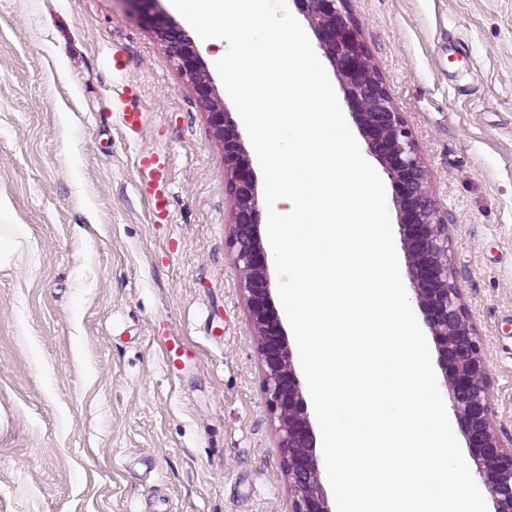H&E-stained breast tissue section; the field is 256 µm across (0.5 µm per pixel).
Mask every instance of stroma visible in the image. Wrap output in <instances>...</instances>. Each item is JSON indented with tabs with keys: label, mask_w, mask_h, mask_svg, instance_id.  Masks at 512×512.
Returning a JSON list of instances; mask_svg holds the SVG:
<instances>
[{
	"label": "stroma",
	"mask_w": 512,
	"mask_h": 512,
	"mask_svg": "<svg viewBox=\"0 0 512 512\" xmlns=\"http://www.w3.org/2000/svg\"><path fill=\"white\" fill-rule=\"evenodd\" d=\"M448 226L494 429L512 444V0H349ZM194 40L216 91L217 46ZM126 70L112 75L113 48ZM146 125L123 137L116 82ZM173 159L151 223L137 153ZM224 145L151 24L124 0H0V512H291ZM192 358L170 375L157 339Z\"/></svg>",
	"instance_id": "35a3bbf8"
}]
</instances>
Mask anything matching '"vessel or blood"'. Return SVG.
Masks as SVG:
<instances>
[{
	"label": "vessel or blood",
	"instance_id": "b4317fda",
	"mask_svg": "<svg viewBox=\"0 0 512 512\" xmlns=\"http://www.w3.org/2000/svg\"><path fill=\"white\" fill-rule=\"evenodd\" d=\"M111 106L126 138L137 139L144 127L145 114L138 105L135 88L125 84L114 87ZM170 168V156L160 150L142 151L135 161L136 185L141 196L149 202L152 221L156 224L172 221Z\"/></svg>",
	"mask_w": 512,
	"mask_h": 512
}]
</instances>
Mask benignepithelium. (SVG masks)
Returning a JSON list of instances; mask_svg holds the SVG:
<instances>
[{"label":"benign epithelium","instance_id":"benign-epithelium-1","mask_svg":"<svg viewBox=\"0 0 512 512\" xmlns=\"http://www.w3.org/2000/svg\"><path fill=\"white\" fill-rule=\"evenodd\" d=\"M150 20L182 75L207 108L209 124L224 145V169L233 198L230 245L244 274L251 322L263 360V386L279 420V446L294 489L292 512H331L316 456V437L292 349L270 292L268 253L260 235L256 175L238 124L214 100L195 44L167 21L155 18V0H126ZM311 21L319 47L343 87L344 101L367 150L390 181L400 242L423 322L434 341L438 363L458 428L494 512H512V448L492 426V407L480 341L461 301L448 262V225L428 190V174L403 113L394 106L383 78L370 65L349 0H293Z\"/></svg>","mask_w":512,"mask_h":512}]
</instances>
